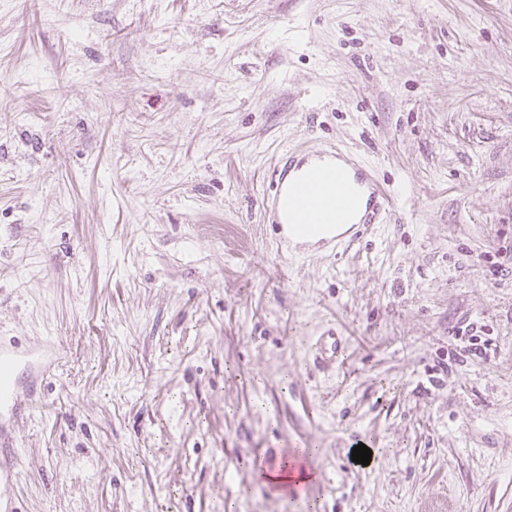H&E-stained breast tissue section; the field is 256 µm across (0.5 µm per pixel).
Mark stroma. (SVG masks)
Instances as JSON below:
<instances>
[{
	"mask_svg": "<svg viewBox=\"0 0 512 512\" xmlns=\"http://www.w3.org/2000/svg\"><path fill=\"white\" fill-rule=\"evenodd\" d=\"M331 146L383 223L276 252ZM13 340L24 512H512V0H0ZM44 365L33 349L0 347V413L16 417L21 407L37 393L44 379Z\"/></svg>",
	"mask_w": 512,
	"mask_h": 512,
	"instance_id": "obj_1",
	"label": "stroma"
}]
</instances>
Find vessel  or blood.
<instances>
[{"instance_id": "1", "label": "vessel or blood", "mask_w": 512, "mask_h": 512, "mask_svg": "<svg viewBox=\"0 0 512 512\" xmlns=\"http://www.w3.org/2000/svg\"><path fill=\"white\" fill-rule=\"evenodd\" d=\"M321 157L322 165L308 172L304 159L292 157L275 169L265 202L278 226L279 241L331 227L345 229L355 241L383 222L390 199L375 176L356 168L341 150H324ZM43 379L44 367L34 350L1 346L0 413L17 416ZM19 466L17 437L0 424V485H14Z\"/></svg>"}]
</instances>
